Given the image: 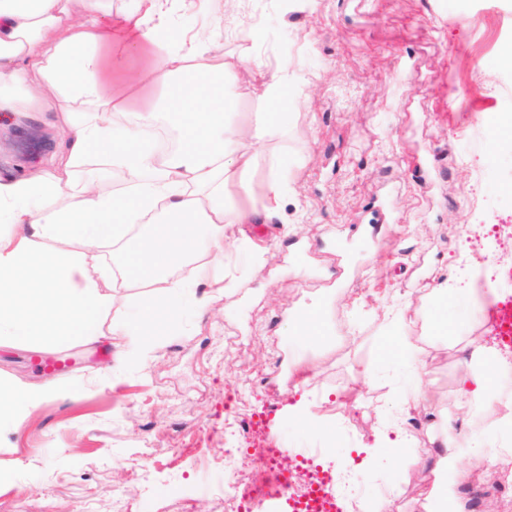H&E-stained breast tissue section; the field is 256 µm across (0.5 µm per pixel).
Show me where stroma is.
Returning <instances> with one entry per match:
<instances>
[{"label": "stroma", "instance_id": "1", "mask_svg": "<svg viewBox=\"0 0 512 512\" xmlns=\"http://www.w3.org/2000/svg\"><path fill=\"white\" fill-rule=\"evenodd\" d=\"M261 21L257 40L247 32ZM512 0H234L224 54L287 64L291 132L260 150L249 199L262 205L270 157L293 190L261 224H229L247 251L224 256L237 286L186 308L162 343L130 362L100 344L0 342V386L53 382L55 397L0 423V512H221L241 413L275 405L277 447L332 471L374 443L388 414L408 416L407 369L391 357L390 313L429 354L427 424L406 429L389 467L371 466L365 506L391 486L392 512H426L440 446L435 421L498 435L495 412L454 409L463 372L493 340L500 281L483 303L464 293L429 305L467 248L460 226L512 217ZM45 116L0 124V175L62 167ZM318 315L326 339L302 320ZM447 319V331L438 322ZM307 401L328 432L309 433L291 406ZM145 476L131 482L133 472Z\"/></svg>", "mask_w": 512, "mask_h": 512}]
</instances>
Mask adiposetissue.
<instances>
[{
  "label": "adipose tissue",
  "instance_id": "obj_1",
  "mask_svg": "<svg viewBox=\"0 0 512 512\" xmlns=\"http://www.w3.org/2000/svg\"><path fill=\"white\" fill-rule=\"evenodd\" d=\"M206 0H0V117L42 110V91L56 98V127L65 170L0 177V336L64 345L107 340L126 359L143 357L179 313L186 282L171 269L195 266V278L224 286V254L241 248L225 237L228 224H249L277 211L288 193V172L272 165L262 209L246 207L230 184L247 189L256 145L287 140L288 67L268 72L256 55L226 58L224 25L211 19L186 27V12ZM261 81L269 109L236 120L238 67ZM112 73L111 86L100 79ZM146 83L166 90L180 145L158 151L156 112H130L126 92ZM118 168L127 187L102 189V172ZM144 234L133 235L136 225ZM134 236L125 271L114 277L102 248ZM62 244L38 251L34 244ZM206 253L196 263L198 253ZM167 288L166 302L146 301L121 322L104 327L111 289ZM512 363L467 370L458 405L495 408L496 385ZM426 512H448L457 485L471 470L512 457V441L447 436Z\"/></svg>",
  "mask_w": 512,
  "mask_h": 512
}]
</instances>
